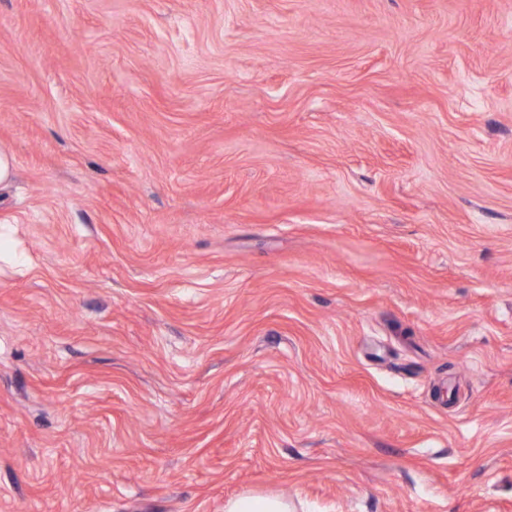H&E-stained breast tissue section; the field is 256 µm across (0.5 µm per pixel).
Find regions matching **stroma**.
<instances>
[{
	"label": "stroma",
	"mask_w": 512,
	"mask_h": 512,
	"mask_svg": "<svg viewBox=\"0 0 512 512\" xmlns=\"http://www.w3.org/2000/svg\"><path fill=\"white\" fill-rule=\"evenodd\" d=\"M0 512H512V0H0ZM294 506L288 499L277 494L243 495L229 500L224 505L225 512H293Z\"/></svg>",
	"instance_id": "35a3bbf8"
}]
</instances>
